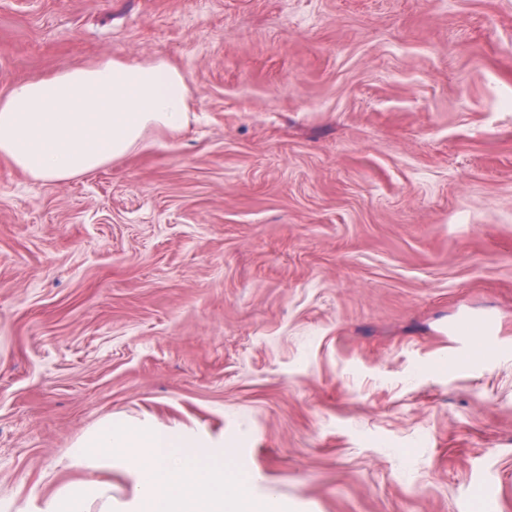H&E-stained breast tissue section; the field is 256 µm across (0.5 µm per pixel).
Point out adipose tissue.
Here are the masks:
<instances>
[{
  "label": "adipose tissue",
  "mask_w": 512,
  "mask_h": 512,
  "mask_svg": "<svg viewBox=\"0 0 512 512\" xmlns=\"http://www.w3.org/2000/svg\"><path fill=\"white\" fill-rule=\"evenodd\" d=\"M186 75L160 61L109 59L36 81L0 97V157L36 180L65 181L123 159L149 131L178 133L190 122ZM70 464L120 467L132 480L130 512H280L255 478L228 474L223 455L201 458L193 441L169 430L105 420L66 454ZM43 512H113L112 484L65 486Z\"/></svg>",
  "instance_id": "1"
}]
</instances>
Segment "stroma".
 Returning a JSON list of instances; mask_svg holds the SVG:
<instances>
[{"label":"stroma","mask_w":512,"mask_h":512,"mask_svg":"<svg viewBox=\"0 0 512 512\" xmlns=\"http://www.w3.org/2000/svg\"><path fill=\"white\" fill-rule=\"evenodd\" d=\"M113 58L194 117L63 182L0 158V512L126 500L66 465L109 418L285 512H512V0H0V96ZM43 512H116L112 510V482L69 484L43 501Z\"/></svg>","instance_id":"35a3bbf8"}]
</instances>
